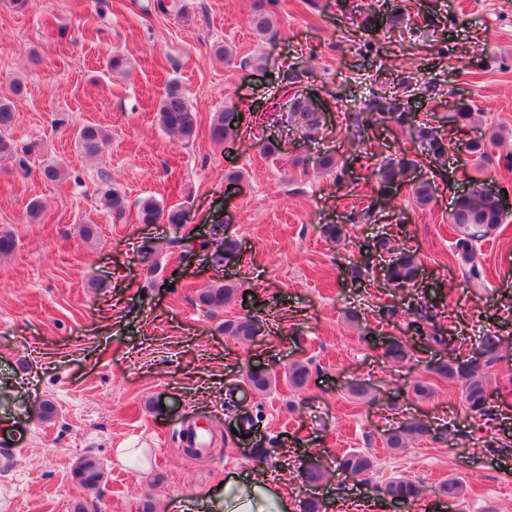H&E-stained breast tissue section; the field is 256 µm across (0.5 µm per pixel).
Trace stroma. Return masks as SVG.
I'll list each match as a JSON object with an SVG mask.
<instances>
[{
	"mask_svg": "<svg viewBox=\"0 0 512 512\" xmlns=\"http://www.w3.org/2000/svg\"><path fill=\"white\" fill-rule=\"evenodd\" d=\"M149 0H29L24 10L0 0V94L14 80L17 143L37 142L41 162H58L65 179L0 162V230L15 239L0 258V424L26 428L22 447L0 458V512H169L200 502L232 474L271 473L299 501L319 499L325 512H512V453L490 456L486 441L512 444V212L475 244L482 272L467 278L457 259L459 232L449 215L472 180L507 193L512 170L496 157L512 154V0H272L275 33L250 25L254 0H191L189 18L146 12ZM376 13L369 29L364 18ZM376 53L361 56V42ZM127 59L110 73L112 53ZM296 74L298 83L288 81ZM435 78L442 93L416 85ZM179 82L197 114L188 142L159 127L155 110L169 82ZM403 90L418 118L440 126L450 143L433 199L418 205L410 186L389 203L373 189L374 165L419 154L397 126L370 124L362 105L370 90ZM312 95L325 108L318 133L288 120V100ZM466 100L474 112L461 129L449 122ZM235 109L237 135L213 141L216 113ZM100 127L109 136L97 157L82 154L76 132ZM489 140L493 164L461 160L464 143ZM274 143L273 155L261 153ZM335 157L337 173L317 166ZM126 200L123 220L104 210L101 173ZM154 197L185 211V221L139 223L138 202ZM43 208L31 216L28 204ZM369 208L376 220L352 224ZM94 222L93 239L78 235ZM324 224H343L338 243ZM235 238V260L214 264L212 229ZM390 240L415 254L419 288L387 284L388 254L363 246ZM369 261L366 280L351 268ZM233 283L238 293L210 312L198 295ZM433 304L445 332L437 345L411 334V308ZM395 306L381 319L378 309ZM356 314L350 322L348 314ZM249 314L261 336L224 335V321ZM498 337L503 357L489 369L490 415L467 411L458 383L437 380L416 398L414 381L434 357L471 355ZM408 346L406 361L382 355L392 338ZM308 363L303 389L288 382L291 363ZM262 365L270 390L251 391L246 371ZM365 384L374 403L355 399ZM54 413L39 414L43 403ZM412 418L430 422L427 437L406 448L385 438ZM200 422L216 443L199 459L182 452V432ZM141 448L143 462L121 460ZM358 450L374 460L371 482L406 478L418 500L396 508L369 499L336 461ZM96 458L103 478L88 490L73 476ZM328 472L321 485L301 477L309 457ZM451 478L465 486L461 502L439 496Z\"/></svg>",
	"mask_w": 512,
	"mask_h": 512,
	"instance_id": "35a3bbf8",
	"label": "stroma"
}]
</instances>
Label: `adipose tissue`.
I'll use <instances>...</instances> for the list:
<instances>
[{
    "instance_id": "1",
    "label": "adipose tissue",
    "mask_w": 512,
    "mask_h": 512,
    "mask_svg": "<svg viewBox=\"0 0 512 512\" xmlns=\"http://www.w3.org/2000/svg\"><path fill=\"white\" fill-rule=\"evenodd\" d=\"M224 500L231 512H296L297 502L268 476L229 477L224 484Z\"/></svg>"
}]
</instances>
